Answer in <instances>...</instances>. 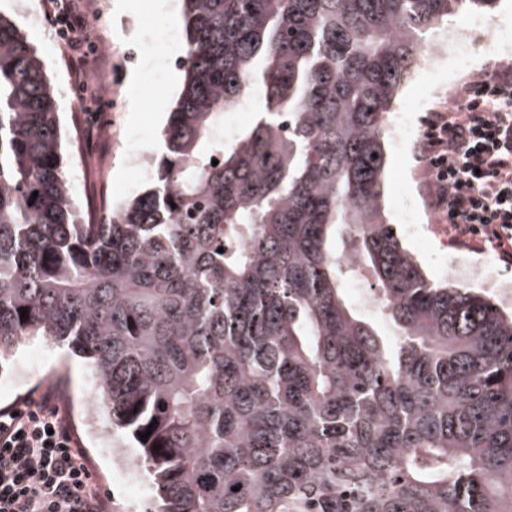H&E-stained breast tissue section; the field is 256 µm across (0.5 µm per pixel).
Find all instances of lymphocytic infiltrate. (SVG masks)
Returning a JSON list of instances; mask_svg holds the SVG:
<instances>
[{
	"instance_id": "obj_1",
	"label": "lymphocytic infiltrate",
	"mask_w": 512,
	"mask_h": 512,
	"mask_svg": "<svg viewBox=\"0 0 512 512\" xmlns=\"http://www.w3.org/2000/svg\"><path fill=\"white\" fill-rule=\"evenodd\" d=\"M46 9L73 75L96 70L75 36L82 14L70 0H46ZM417 149L430 204L456 245H488L512 263V67L488 66L463 84L429 114ZM0 512H109L52 393L0 409Z\"/></svg>"
}]
</instances>
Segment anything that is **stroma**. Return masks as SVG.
<instances>
[{
  "label": "stroma",
  "instance_id": "obj_1",
  "mask_svg": "<svg viewBox=\"0 0 512 512\" xmlns=\"http://www.w3.org/2000/svg\"><path fill=\"white\" fill-rule=\"evenodd\" d=\"M0 15L15 22L21 32L34 39L47 79L53 91H60L71 80L72 72L44 0H0ZM94 16L95 23L87 32L88 39L109 44L111 48L108 67L97 70L96 76L101 81L130 88L138 69L129 61L131 42L121 25V17L107 8L96 9ZM448 25L472 42L467 68L460 74L450 68L428 74L420 68L405 84L401 100L412 107L408 117L413 135L404 146L392 143L387 146L388 176L384 187L388 217L390 223H397L398 212L405 200L416 198L420 237L416 240L404 238L403 243L426 274L438 280L454 281L458 286L482 289L486 296L512 314V265L504 264L492 249H461L454 245L447 225L439 223L430 207L429 176L415 151L429 113L446 108L458 86L490 64H512V44L490 50L484 47L491 37L505 31L512 33V0H500L492 12L479 17L469 12L454 15ZM181 77L180 70H171L161 83L150 87L151 98L146 101L144 111H130L128 103L122 102L102 123L79 120L68 102L58 100L63 164L73 177L74 201H82L88 192L104 195L105 202L97 210L98 216L102 217L108 211L110 201L128 198L141 190L144 181L134 177L128 169L122 139L127 132H138L148 153L161 156L160 130L165 123L163 113L169 105L161 94L172 91L174 85L180 84ZM447 259L469 265L492 261L497 274L508 280L509 285L489 288L476 276L454 277L450 268L443 265ZM35 350L39 351L40 360L34 369H26L25 364ZM96 386L88 359L72 352L68 346L34 339L20 345L0 371V408L24 397L42 395L47 388H57L68 405L76 434L91 464L93 480L111 501V512H149L150 495L131 498L127 488L113 479L112 459L101 451L98 438L86 426L84 413L93 402L92 393Z\"/></svg>",
  "mask_w": 512,
  "mask_h": 512
}]
</instances>
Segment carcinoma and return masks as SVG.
Instances as JSON below:
<instances>
[{"mask_svg": "<svg viewBox=\"0 0 512 512\" xmlns=\"http://www.w3.org/2000/svg\"><path fill=\"white\" fill-rule=\"evenodd\" d=\"M180 2L164 155L95 224L0 16V362L32 336L88 358L156 512H512V315L429 278L384 204L425 35L498 0ZM254 87L252 127L210 138Z\"/></svg>", "mask_w": 512, "mask_h": 512, "instance_id": "cac0c4a2", "label": "carcinoma"}]
</instances>
